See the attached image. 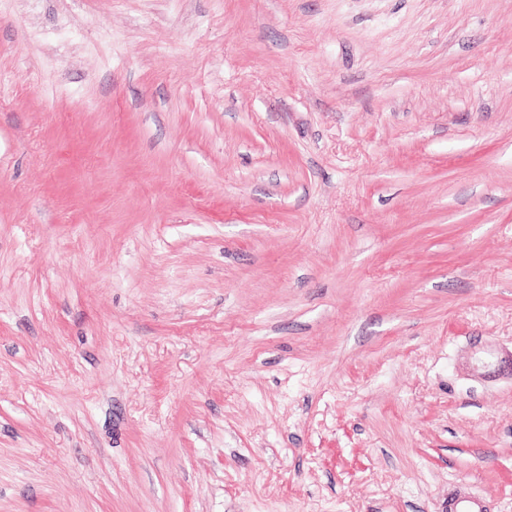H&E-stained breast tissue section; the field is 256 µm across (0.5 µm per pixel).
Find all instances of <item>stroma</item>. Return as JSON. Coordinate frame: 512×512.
Masks as SVG:
<instances>
[{
  "label": "stroma",
  "instance_id": "obj_1",
  "mask_svg": "<svg viewBox=\"0 0 512 512\" xmlns=\"http://www.w3.org/2000/svg\"><path fill=\"white\" fill-rule=\"evenodd\" d=\"M512 0H0V512H512Z\"/></svg>",
  "mask_w": 512,
  "mask_h": 512
}]
</instances>
